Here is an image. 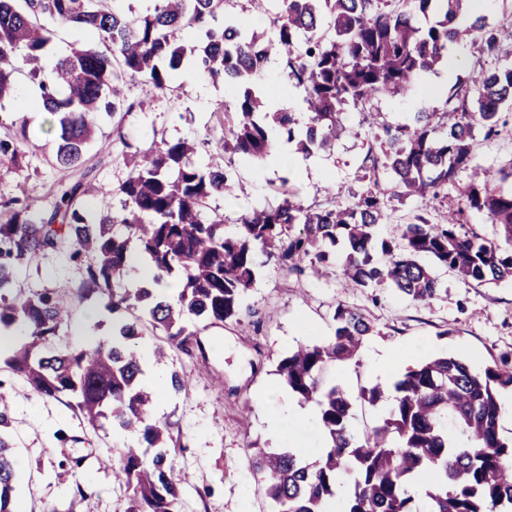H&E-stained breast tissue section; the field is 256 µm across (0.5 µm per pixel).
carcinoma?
Masks as SVG:
<instances>
[{
    "instance_id": "carcinoma-1",
    "label": "carcinoma",
    "mask_w": 512,
    "mask_h": 512,
    "mask_svg": "<svg viewBox=\"0 0 512 512\" xmlns=\"http://www.w3.org/2000/svg\"><path fill=\"white\" fill-rule=\"evenodd\" d=\"M114 2L0 0V99L15 92L22 70L37 81L38 107L57 118L56 166L82 165L96 119L124 107L119 82L127 76L165 92L174 73L192 64L214 81L235 82L233 110H224V153L259 162L278 141L305 155L327 149L344 130V106L406 92L451 46L470 43L498 57L512 44L511 28L469 16V0H279L271 44L234 21L215 25L224 0H159L139 15L117 11ZM48 19L91 35L50 71L41 66ZM192 30L204 39L182 43L181 34ZM272 46L304 93L309 118L303 125L291 112L269 111L260 76ZM473 83L472 91L455 88L448 95L454 122L446 129L437 112L418 113L411 127H384L367 156L373 187L351 205L313 211L284 183L280 203L241 216L237 231L228 233L224 215L209 211V203L234 192L229 166L196 167L189 160L194 145L178 140L141 152L117 190V213L90 212L87 189L77 182L62 190L51 213H38L31 201L0 222V332L22 331L3 363L36 395L71 397L92 426L105 421L115 434L140 438L113 466L128 493L126 512H181L182 477L170 459L180 442L152 419L158 390L145 381L136 344L148 340L156 360L172 361L201 346L200 323L244 324L257 251L299 277L309 265L335 270L340 244L344 287L384 285L422 304L442 291L422 257L480 285L512 280V189L493 186L512 170L486 171L468 183L464 207L448 212L445 224L419 215L396 236H376L388 195L438 198L470 163L475 132L498 135L500 109L512 103V65L481 72ZM29 143L23 122L14 137L0 140V157L14 160ZM384 174L392 177L388 189ZM467 210L486 214L505 244L463 230ZM48 250L86 260L75 296L97 295L112 313L131 315L113 323L112 342L95 348L56 342L70 308L56 292L18 287L15 277L21 262ZM135 255L147 259L154 287H124ZM169 280L180 284L173 301L156 291ZM332 321V335L277 360L288 392L316 405L324 444L312 462L290 448L248 453L269 512H326L343 473L350 482L338 512H423L424 499L429 512H512V439L499 433L500 394L512 388V364L494 359L476 373L458 356L419 358L393 382L387 414L359 437L351 427V398L326 373L355 360L375 326L345 304L335 307ZM187 388L177 368L162 385L175 394ZM16 498L15 446L0 434V512H16Z\"/></svg>"
}]
</instances>
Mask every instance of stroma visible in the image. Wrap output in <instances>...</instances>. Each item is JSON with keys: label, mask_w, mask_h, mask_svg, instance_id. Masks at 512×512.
<instances>
[{"label": "stroma", "mask_w": 512, "mask_h": 512, "mask_svg": "<svg viewBox=\"0 0 512 512\" xmlns=\"http://www.w3.org/2000/svg\"><path fill=\"white\" fill-rule=\"evenodd\" d=\"M263 82L270 98L283 102L298 122H306L302 93L289 81L278 55H271ZM431 82L426 74L406 95L347 106L342 116L346 133L331 148L304 156L301 170L276 164L260 172L238 158L226 162L221 148L224 109L238 94L234 83L206 77L191 84L179 73L170 91L154 94L128 77L126 110L99 122L82 168L63 169L49 162L56 132L48 114L36 104V85L24 75L14 96L0 100V121H26L30 137L24 155L14 161L0 159V215L9 216L13 204H26L32 196L38 197L39 207H52L60 190L80 179L89 189L86 201L92 209L120 210L116 190L130 173L131 157L153 143L184 138L199 144L193 158L196 165L230 167L234 195L211 202L223 213L226 227H234L252 208L278 203L277 191L285 182L304 206L318 210L349 205L372 185L364 159L380 126L409 123L420 110L446 111L445 95L432 93ZM510 165L512 121L501 126L497 137L476 139L471 163L444 188L441 198L392 199L378 227L379 236H396L401 225L414 223L420 213L433 223H444L449 207L461 204L460 190L476 171ZM83 273L82 261L70 259L64 251H49L19 265L18 283L25 289L66 293L80 283ZM435 273L443 292L430 303L418 304L386 288L350 290L343 287L340 276L328 278L313 270L298 280L265 263L245 298L252 312L249 331H242L233 320L201 330L202 353L179 355L175 364L190 380L188 392L166 395L152 409L154 420L169 423L179 435L181 446L174 454L184 476L183 512H267V502L247 466L249 444L292 445L307 454L317 448L316 428L300 430L287 420L277 439L269 434L267 419L284 407L283 399L274 395L281 387L274 373L278 357L298 342L331 335L337 304L361 309L378 328L377 335L365 342L359 363L330 372L354 395L361 387L375 385L369 363L382 348L420 343L428 354L445 351L464 356L477 370L491 359L512 358V281L477 285L443 267ZM84 330L112 335V314L98 297L76 304L69 326L62 331L65 342L78 344ZM0 393L10 402L22 512H43L47 506L56 512H125L127 495L109 464L123 441L111 426L92 429L67 398L37 397L23 378L6 368L0 369Z\"/></svg>", "instance_id": "obj_1"}]
</instances>
